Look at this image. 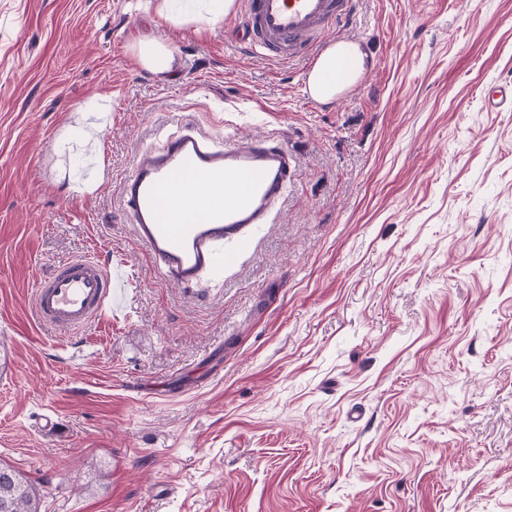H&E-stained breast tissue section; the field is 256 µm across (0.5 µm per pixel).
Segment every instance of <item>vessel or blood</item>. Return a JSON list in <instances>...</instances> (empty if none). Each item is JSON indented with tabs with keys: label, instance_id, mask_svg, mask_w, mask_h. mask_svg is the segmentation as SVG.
I'll use <instances>...</instances> for the list:
<instances>
[{
	"label": "vessel or blood",
	"instance_id": "b4317fda",
	"mask_svg": "<svg viewBox=\"0 0 512 512\" xmlns=\"http://www.w3.org/2000/svg\"><path fill=\"white\" fill-rule=\"evenodd\" d=\"M240 10L239 42L290 60L320 55L324 32L351 15L353 0H241ZM295 170L293 153L274 139L217 145L188 128L137 161L121 183V214L160 273L192 285L250 249ZM126 284L122 267L93 257L65 261L37 279L34 318L63 333L80 331L120 308Z\"/></svg>",
	"mask_w": 512,
	"mask_h": 512
}]
</instances>
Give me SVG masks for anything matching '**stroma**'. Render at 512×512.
<instances>
[{
    "label": "stroma",
    "mask_w": 512,
    "mask_h": 512,
    "mask_svg": "<svg viewBox=\"0 0 512 512\" xmlns=\"http://www.w3.org/2000/svg\"><path fill=\"white\" fill-rule=\"evenodd\" d=\"M239 22L0 0V463L41 512H512V109L484 100L512 84V0H355L367 72L329 104ZM188 124L279 139L296 176L184 288L120 184ZM82 256L125 268L121 312L36 324L35 279ZM138 52L140 61L155 74L170 72L177 63L171 49L154 43L142 44Z\"/></svg>",
    "instance_id": "stroma-1"
}]
</instances>
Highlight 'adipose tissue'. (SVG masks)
Wrapping results in <instances>:
<instances>
[{"label": "adipose tissue", "instance_id": "ef3b65f1", "mask_svg": "<svg viewBox=\"0 0 512 512\" xmlns=\"http://www.w3.org/2000/svg\"><path fill=\"white\" fill-rule=\"evenodd\" d=\"M365 70V55L357 43L339 41L330 44L308 74V91L315 101H333L355 84Z\"/></svg>", "mask_w": 512, "mask_h": 512}]
</instances>
